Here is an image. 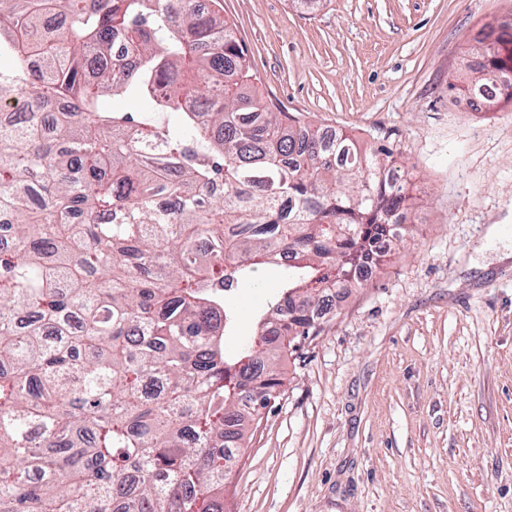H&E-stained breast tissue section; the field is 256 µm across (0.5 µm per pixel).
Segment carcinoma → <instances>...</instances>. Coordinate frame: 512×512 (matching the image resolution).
Listing matches in <instances>:
<instances>
[{
    "label": "carcinoma",
    "instance_id": "cac0c4a2",
    "mask_svg": "<svg viewBox=\"0 0 512 512\" xmlns=\"http://www.w3.org/2000/svg\"><path fill=\"white\" fill-rule=\"evenodd\" d=\"M474 51L462 91L512 106V29ZM6 54L0 512H224L282 354L404 206L393 151L250 93L220 0H0ZM271 262L287 282L229 353L230 296Z\"/></svg>",
    "mask_w": 512,
    "mask_h": 512
}]
</instances>
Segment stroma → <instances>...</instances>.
Here are the masks:
<instances>
[{
  "mask_svg": "<svg viewBox=\"0 0 512 512\" xmlns=\"http://www.w3.org/2000/svg\"><path fill=\"white\" fill-rule=\"evenodd\" d=\"M220 2L260 97L389 145L413 185L406 240L284 354L229 512H512V107L452 87L512 0ZM281 280L234 291L226 349Z\"/></svg>",
  "mask_w": 512,
  "mask_h": 512,
  "instance_id": "stroma-1",
  "label": "stroma"
}]
</instances>
